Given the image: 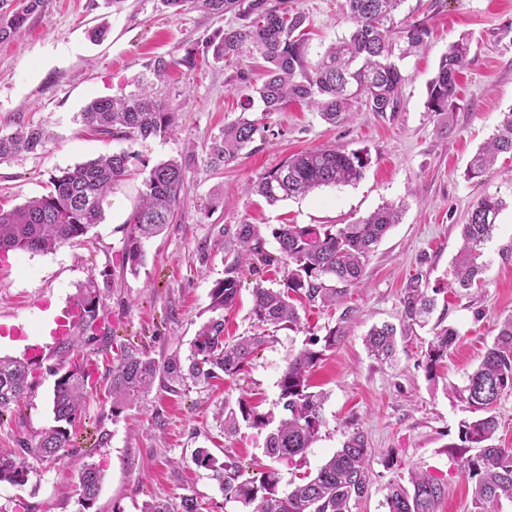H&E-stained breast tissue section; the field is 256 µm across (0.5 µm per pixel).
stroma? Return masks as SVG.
Instances as JSON below:
<instances>
[{"mask_svg":"<svg viewBox=\"0 0 512 512\" xmlns=\"http://www.w3.org/2000/svg\"><path fill=\"white\" fill-rule=\"evenodd\" d=\"M289 8L310 20L308 61L348 36L352 24L341 0H288ZM234 14L217 17L199 0H186L180 13L162 0H50L13 40L0 42V131L33 124L53 134L44 151L0 162V207L11 209L48 193L59 170L103 154L129 156L128 175L114 186L104 204V219L86 236L50 252L0 254V321L35 326L38 302L74 299L89 274H106L103 324L118 341L132 343L156 361L187 350L206 320L209 292L224 276V254L215 242L219 224H351L385 204L402 205L393 225L371 255L351 294L357 306L342 343L327 352L311 381L326 394L325 426L305 458L282 466L283 481L315 472L349 432L365 435L374 461L368 494L355 512H383L386 485L393 475L418 468L447 478L448 496L439 512H469L471 486L448 454L458 427L471 416L459 396L497 333L512 315V207L499 216L483 252L488 267L479 287L464 295L447 292L452 260L460 247V226L474 202L485 195L512 192V157H499L482 177L465 172L477 149L496 131L504 112L512 110V0H404L395 28L422 22L430 30L422 53L407 57V80L397 111L380 114L356 104L347 121L325 123L309 105L288 103L281 111L254 106L260 128L235 163L211 168L207 147L225 124L241 112L244 82L260 85L262 60L253 52L227 63H210L190 71L177 65L185 51L219 28L234 24ZM105 27L101 42L89 33ZM469 38V62L459 78L456 112L448 119L426 108L427 85L448 47ZM174 59L167 76L156 82L159 99L176 114L172 134L145 140H116L82 121L92 100L134 90L156 58ZM195 148L178 213L158 236L144 244L146 261L138 273L123 265L126 221L138 205L145 170ZM366 150L371 162L353 185L330 186L309 194L268 203L248 185L280 166L293 154L319 148ZM223 193L224 205L208 210L210 197ZM279 264L245 274L237 303L227 315L226 339L247 334L253 323L252 288L282 280ZM438 289L433 320L453 327L456 346L428 377L421 364L429 329H416L400 343L394 361L369 357L363 337L371 326L398 323L401 292L412 277ZM307 335L287 329L256 353L237 379L220 377L208 387L175 393L153 385L145 400L113 416L108 388L112 352L90 351L96 384L68 447L54 462H36L26 485L0 483L5 512H142L160 499L178 508L185 495L196 496L202 512H241L224 496L209 471L190 460L194 448L216 456L231 453L253 476L262 460L264 435L241 427L225 438L217 411L245 392L256 394L261 409L278 397L277 382L291 352ZM58 365L49 355L34 372V385L11 412L0 416V448L34 444L53 426L51 399ZM108 441L98 445L99 432ZM394 455L397 472L382 460ZM97 464L104 480L90 510L78 502L76 481L85 464Z\"/></svg>","mask_w":512,"mask_h":512,"instance_id":"1","label":"stroma"}]
</instances>
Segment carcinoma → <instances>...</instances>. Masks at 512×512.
Segmentation results:
<instances>
[{
  "instance_id": "obj_1",
  "label": "carcinoma",
  "mask_w": 512,
  "mask_h": 512,
  "mask_svg": "<svg viewBox=\"0 0 512 512\" xmlns=\"http://www.w3.org/2000/svg\"><path fill=\"white\" fill-rule=\"evenodd\" d=\"M49 0H18L15 9L0 12V41L11 39L29 16L44 10ZM345 14L353 24L349 37L330 44L314 63L307 60L305 41L307 16L288 8V0L269 6L268 0H201L212 14L233 13L237 23L219 29L201 44L186 50L172 62L154 61L152 74L163 75L171 65L195 70L209 62H226L248 50L265 62L264 80L255 89L264 111L276 112L290 99L306 100L320 117L332 124L351 116L354 103L362 99L373 112H393L407 76L399 62L425 47L428 30L410 24L403 30V44L393 37L396 12L405 0H344ZM470 45L464 38L450 45L439 62L437 73L427 87V109L437 114L455 112L458 76L464 70ZM254 104L246 97L244 112L224 126L222 136L208 147L213 167L237 161L254 141L255 121L245 115ZM83 121L112 134L115 139H147L173 131L175 113L158 100L147 80L137 90L120 97L98 98L81 113ZM50 135L33 125H21L9 134L0 133V162L21 153L43 150ZM501 154L512 156V110L472 158L466 176L474 179L492 166ZM194 159L188 151L180 159L162 161L144 173L141 203L126 221L123 261L135 272L145 260L144 242L161 232L174 219L181 202L186 172ZM369 156L336 148L317 149L294 155L280 167L252 183L251 189L267 202L306 194L323 186L355 184L363 178ZM128 175V155L124 152L96 159L59 171L52 176V189L10 210L0 208V253L9 251H48L84 236L103 220V204L113 186ZM508 207L505 196L486 195L471 208L461 225V245L453 262V280L448 287L468 290L481 281L487 269L482 260L483 246L492 238L500 213ZM402 206L387 204L353 224L314 226L277 224L267 226L278 245V255L264 251V238L255 224L221 225L217 244L226 255L224 278L211 288L207 311L185 356L176 351L158 362L140 348L122 344L113 358L109 395L112 417L117 418L160 381L174 389L189 383L206 385L224 374L234 376L251 361L267 342V327L303 331L299 308L332 307L339 311L333 326L322 336L310 333L305 344L289 355L288 366L278 381L279 395L267 411L258 410L246 396L224 404L218 412L224 434L233 436L241 426L266 431L263 455L270 465L260 476L242 479L239 462L219 460L207 448L193 451L191 462L211 472L224 495V503L253 507L252 512H352L368 493L372 472V452L359 431L350 433L316 470L297 482L280 488L278 464L294 465L302 460L325 425V394L313 390L310 374L345 337L357 309L347 304L348 295L364 273L366 263L391 226L399 223ZM280 262L287 275L277 288L257 283L253 288L252 316L257 330L230 343L224 341V311L236 303L241 276L249 267ZM414 278L401 298L404 331L424 327L436 307V295ZM75 302L83 316L72 326V336L56 351L59 377L52 397L55 425L43 431L35 445L20 452H0V482L24 485L33 473L30 459L52 462L66 448L69 427L81 417L92 389L93 363L67 364L64 357L98 342L110 344L112 337L96 333L102 308V292L95 275L78 288ZM457 332L436 324L422 353L421 365L428 376L448 358L457 343ZM368 353L387 362L397 352V328L392 324L372 326L364 337ZM33 363L0 357V416L17 403L33 384ZM512 390V315L498 324L493 343L478 367L467 376L460 397L472 419L460 422L459 442L448 446V454L472 485L470 512H494L502 501L512 502V448L491 444L498 431L493 406L501 394ZM103 474L93 463L77 476L80 505L94 504ZM385 512H437L448 495L447 484L428 473L413 470L408 484L391 480L386 487Z\"/></svg>"
}]
</instances>
